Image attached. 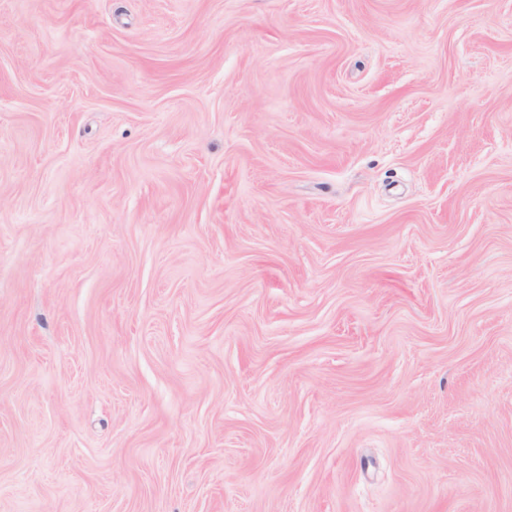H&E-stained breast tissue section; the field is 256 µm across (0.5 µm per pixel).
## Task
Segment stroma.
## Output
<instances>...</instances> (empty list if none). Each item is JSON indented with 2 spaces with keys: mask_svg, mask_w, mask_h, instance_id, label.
<instances>
[{
  "mask_svg": "<svg viewBox=\"0 0 512 512\" xmlns=\"http://www.w3.org/2000/svg\"><path fill=\"white\" fill-rule=\"evenodd\" d=\"M0 512H512V0H0Z\"/></svg>",
  "mask_w": 512,
  "mask_h": 512,
  "instance_id": "1",
  "label": "stroma"
}]
</instances>
